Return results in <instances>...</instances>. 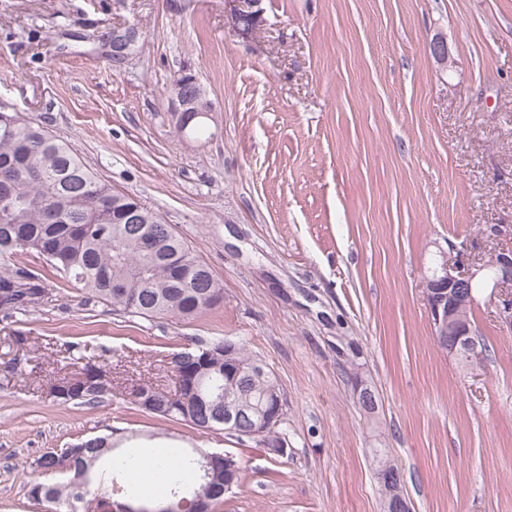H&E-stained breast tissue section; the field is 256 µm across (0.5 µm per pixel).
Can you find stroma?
Segmentation results:
<instances>
[{"instance_id":"stroma-1","label":"stroma","mask_w":512,"mask_h":512,"mask_svg":"<svg viewBox=\"0 0 512 512\" xmlns=\"http://www.w3.org/2000/svg\"><path fill=\"white\" fill-rule=\"evenodd\" d=\"M262 8L244 38L224 0H0V102L159 213L224 287L201 317L147 321L57 279L0 320V512H53L28 497L36 460L114 431L138 451L238 458L213 512H382L376 448L411 512H512V333L480 301L486 356L462 366L436 347L422 288L438 250L488 257L486 225H512V0ZM127 25L137 44L114 58ZM185 70L215 106L201 136L178 132L167 96ZM224 338L277 376L287 456L123 396L132 376L174 388L161 360ZM69 342L122 356L104 402L49 397Z\"/></svg>"}]
</instances>
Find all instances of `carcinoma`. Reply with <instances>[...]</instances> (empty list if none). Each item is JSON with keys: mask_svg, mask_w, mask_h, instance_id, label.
<instances>
[{"mask_svg": "<svg viewBox=\"0 0 512 512\" xmlns=\"http://www.w3.org/2000/svg\"><path fill=\"white\" fill-rule=\"evenodd\" d=\"M10 179V194H0V318L8 320L21 311H32L48 300V278L58 276L81 288L89 298L113 309L151 320L170 317L187 320L214 308L224 298V288L196 250L180 238L157 213L137 199L116 191L99 179L68 143L24 113L0 112V181ZM138 209L147 218L123 224L121 216ZM29 255L36 265L20 264L16 257ZM123 279L134 290L133 299L117 300L112 280ZM223 341H194L173 356L203 359L204 351ZM67 371L51 383L49 395L62 404L94 405L108 394L114 353L99 349L87 353L77 343L58 350ZM280 387L277 377L257 379L238 389L247 405L262 407L269 392ZM204 393H224V369H212L199 383ZM141 394L150 403L143 411L167 420L183 421V408L172 391L151 383L132 386L131 398ZM216 410L198 406L191 426L207 433L217 426ZM133 454L113 450L106 437L70 445L63 453L46 452L37 469L52 471L68 462V481L43 483L37 501L56 509L76 512L74 497L87 503L99 499L96 468L116 472L127 468ZM202 484L197 457L178 455V463L155 499L166 502L169 512H180V501L191 497Z\"/></svg>", "mask_w": 512, "mask_h": 512, "instance_id": "carcinoma-1", "label": "carcinoma"}]
</instances>
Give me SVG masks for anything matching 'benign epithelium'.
Returning <instances> with one entry per match:
<instances>
[{"label":"benign epithelium","mask_w":512,"mask_h":512,"mask_svg":"<svg viewBox=\"0 0 512 512\" xmlns=\"http://www.w3.org/2000/svg\"><path fill=\"white\" fill-rule=\"evenodd\" d=\"M262 0H224L229 6V19L233 29L242 36H250L263 25ZM136 29L129 27L121 34L112 35V47L122 52L134 45ZM172 109L179 119V126H188L199 118L207 117L214 106L206 92L188 98L180 87L168 91ZM423 293L427 305L433 339L446 354L464 360L478 351L480 339L469 320V312L475 308L479 290L490 289L489 299L496 309L500 326L512 332V248L495 251L491 261L477 259L464 269L448 262V253L441 251L430 274L423 281ZM238 344L224 340L217 350L207 353L206 358L224 362L227 384L224 388V430H237L249 407L232 400V392L244 378H262L269 375V367L254 359L244 366L237 359ZM170 374L177 378L179 389L186 392L180 400L187 401L193 394L194 375L182 366H174ZM282 395L276 396V408L259 411L251 416L245 436L260 440L271 452L283 456L288 443L285 438H272L273 430L280 422ZM206 475L214 477L224 473V491L234 487L232 473L234 457L230 454L201 455ZM377 478L383 486V512H410L401 487L397 469L390 459L375 454ZM111 512H164L161 505L134 507L126 502L110 501Z\"/></svg>","instance_id":"7a95c632"}]
</instances>
